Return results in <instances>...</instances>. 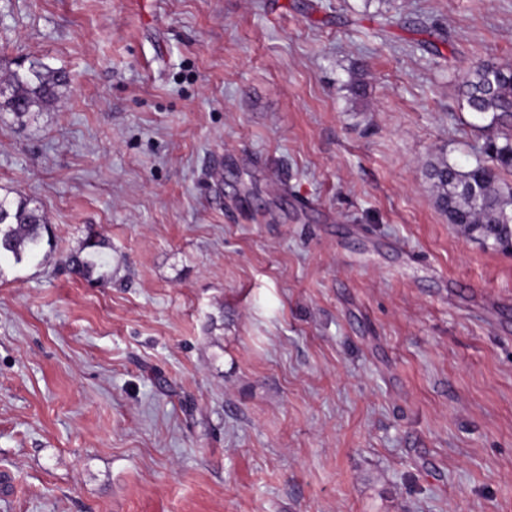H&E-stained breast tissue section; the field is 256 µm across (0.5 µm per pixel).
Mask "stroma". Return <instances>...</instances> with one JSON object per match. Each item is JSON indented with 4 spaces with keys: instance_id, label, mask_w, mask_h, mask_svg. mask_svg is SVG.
<instances>
[{
    "instance_id": "1",
    "label": "stroma",
    "mask_w": 512,
    "mask_h": 512,
    "mask_svg": "<svg viewBox=\"0 0 512 512\" xmlns=\"http://www.w3.org/2000/svg\"><path fill=\"white\" fill-rule=\"evenodd\" d=\"M33 60L70 83L0 117L53 238L1 267L0 512H512V254L418 166L479 156L512 0H0ZM90 232L105 283L59 264Z\"/></svg>"
}]
</instances>
